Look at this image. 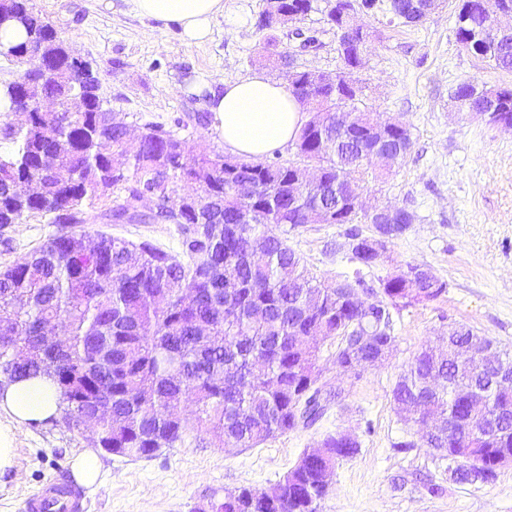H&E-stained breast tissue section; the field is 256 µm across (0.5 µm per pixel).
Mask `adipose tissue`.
Returning a JSON list of instances; mask_svg holds the SVG:
<instances>
[{
    "instance_id": "ef3b65f1",
    "label": "adipose tissue",
    "mask_w": 512,
    "mask_h": 512,
    "mask_svg": "<svg viewBox=\"0 0 512 512\" xmlns=\"http://www.w3.org/2000/svg\"><path fill=\"white\" fill-rule=\"evenodd\" d=\"M128 13L175 26L188 44L206 42L224 13V0H123ZM224 145L245 157L269 155L293 140L305 121L302 106L279 83L261 74L228 82L216 77L202 86ZM60 393L51 377L17 378L0 386V411L11 420L0 428V474L15 467L14 428L58 418Z\"/></svg>"
}]
</instances>
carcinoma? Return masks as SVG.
<instances>
[{"instance_id": "1", "label": "carcinoma", "mask_w": 512, "mask_h": 512, "mask_svg": "<svg viewBox=\"0 0 512 512\" xmlns=\"http://www.w3.org/2000/svg\"><path fill=\"white\" fill-rule=\"evenodd\" d=\"M373 11L405 23L426 17L423 0H374ZM311 0H281L285 21L297 23ZM26 38L10 43L8 61L36 50L59 54L62 41L37 9L26 13ZM490 19L478 0H461L456 38L467 52L512 71V42L497 47L478 35ZM354 45L342 55L333 78L316 83L308 71L293 72L290 94L311 113L295 141L297 154L321 169L309 202L293 201L298 165L278 160L244 161L205 151L189 154L186 143L162 127L141 132L135 152L125 140L128 124L101 98H83L75 112H31L25 127L0 123V225L45 217L60 230L21 260L0 269V374L7 379L45 373L62 396L60 420L77 429L90 419L97 447L132 459L162 448L202 440L223 447L253 448L304 427L325 413L310 393L321 369L319 350L304 344L320 332L335 345V366L368 358L396 346L394 311L431 301L447 284L434 275L411 294L401 278L378 279L379 307L350 300L365 282L363 270L381 255L349 258L353 275L325 287L275 229L301 224H351L357 215L380 230L381 219L363 208L353 181L368 173L361 155L370 114L359 108L361 87ZM485 85L464 81L451 92L455 111L485 104ZM496 112L512 121V89H495ZM413 145L400 124L387 126L384 146L404 158ZM195 186L197 206L180 205L182 184ZM118 194L122 201L98 218L113 224H175L183 258L149 242L134 243L105 233H74L98 202ZM154 200V214L137 212L140 199ZM389 239L415 223L413 212L389 206ZM368 334L374 342L364 344ZM490 345L464 324H448L441 346L427 345L413 357L392 390L406 423L417 412L445 416L430 438L439 459L458 482L487 481L496 462L512 457V389L491 384L483 356L464 351L470 342ZM473 391L481 405L461 403ZM502 409L501 426L463 432L466 419ZM481 455L479 476L458 464L461 445ZM325 458L303 456L278 484L243 487L196 512H319L329 487L327 467L336 456L356 455L360 443L324 441Z\"/></svg>"}]
</instances>
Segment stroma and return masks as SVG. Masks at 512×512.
Listing matches in <instances>:
<instances>
[{
    "mask_svg": "<svg viewBox=\"0 0 512 512\" xmlns=\"http://www.w3.org/2000/svg\"><path fill=\"white\" fill-rule=\"evenodd\" d=\"M35 3L61 39L91 62L112 111L135 129L159 125L213 154H224V140L214 124L197 123L205 110L197 85L217 73L236 81L256 72L284 85L292 69L333 73L342 66L326 0H313L299 24L318 38L306 51L287 31L258 29L264 0H224L211 39L199 45L184 43L176 28L127 13L121 0ZM459 5L444 0L415 25L386 13L358 18L368 34L357 73L361 107L379 119L399 120L413 137L410 154L381 177L366 179L364 193L373 204L404 206L417 216L390 244L388 261L364 276L374 283L393 267L418 264L446 282V293L401 310L396 349L383 364L340 378L329 353H322L326 380L339 382L343 393L314 427L254 448L183 445L136 460L101 454L103 476L87 487L84 512H192L215 494L266 489L282 481L304 452L340 431L356 436L361 448L337 465L319 512H512V465L488 483L455 482L392 399L409 362L449 323L467 325L512 351V134L455 112L450 101L451 91L467 80L510 88L512 72L461 48ZM271 37L289 54V67L260 64ZM83 229L148 240L174 254L181 250L173 224H105L92 214ZM348 230L345 224H304L289 230L287 241L313 276L332 285L352 269ZM56 231L39 218L0 226V268ZM15 446V470L0 477V512H21L25 498L46 481L70 477L74 456L91 441L89 432L52 423L22 428Z\"/></svg>",
    "mask_w": 512,
    "mask_h": 512,
    "instance_id": "35a3bbf8",
    "label": "stroma"
}]
</instances>
